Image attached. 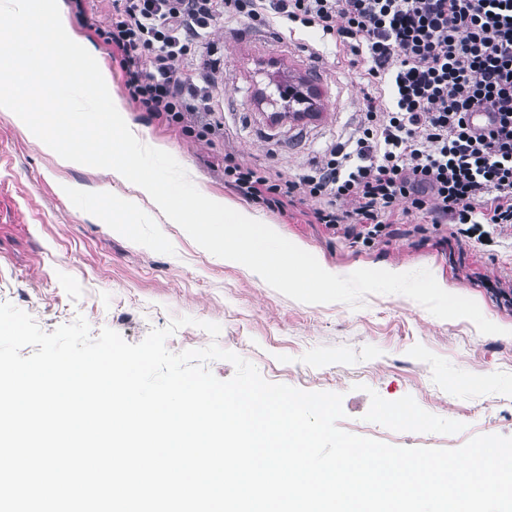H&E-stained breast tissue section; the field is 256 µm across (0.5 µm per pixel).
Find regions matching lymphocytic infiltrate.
Segmentation results:
<instances>
[{
  "mask_svg": "<svg viewBox=\"0 0 512 512\" xmlns=\"http://www.w3.org/2000/svg\"><path fill=\"white\" fill-rule=\"evenodd\" d=\"M300 23L330 36L366 82L349 136L291 179L224 153V181L271 209L312 203L315 223L365 242L400 216L485 243L512 232V0H112L89 19L120 57L130 98L214 140L210 99L184 62L215 22ZM492 113L475 131L470 115Z\"/></svg>",
  "mask_w": 512,
  "mask_h": 512,
  "instance_id": "obj_1",
  "label": "lymphocytic infiltrate"
}]
</instances>
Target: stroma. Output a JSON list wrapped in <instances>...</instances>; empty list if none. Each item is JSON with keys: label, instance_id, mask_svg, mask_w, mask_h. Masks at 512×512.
<instances>
[{"label": "stroma", "instance_id": "obj_1", "mask_svg": "<svg viewBox=\"0 0 512 512\" xmlns=\"http://www.w3.org/2000/svg\"><path fill=\"white\" fill-rule=\"evenodd\" d=\"M77 36L96 50L126 100L127 121L142 140L172 154L203 193L246 206L269 227L346 276L359 269L429 270L449 293L474 300L501 326L486 335L466 319L442 320L400 294L366 295L359 308L307 304L269 286L248 268L205 251L149 202L117 230L111 214H95L99 191L134 195L106 169L61 167L37 139L0 113V303L30 314L40 328L84 317L91 336L103 328L141 342L172 318L192 317L172 334V352L210 343L248 360L264 379L305 391L343 396L344 431L402 447L453 449L479 434L512 437V236L480 245L452 230L413 233L395 224L365 246L313 223L311 207L286 212L243 202L224 182L222 154L295 177L329 143L347 138L364 81L336 62V48L315 28L294 37L254 28L245 20L217 26L194 71L224 123L223 143L183 136L126 98L124 73L109 46L85 25L73 0H62ZM85 193L68 198L61 183ZM215 322L218 338L201 329ZM413 413L394 423L397 409Z\"/></svg>", "mask_w": 512, "mask_h": 512}]
</instances>
